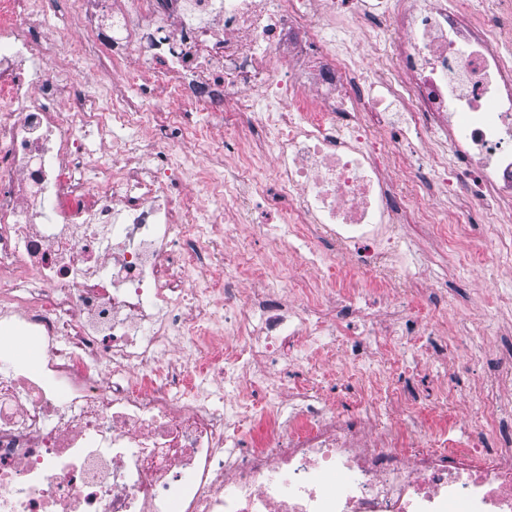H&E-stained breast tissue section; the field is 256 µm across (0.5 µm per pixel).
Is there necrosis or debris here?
<instances>
[{
  "mask_svg": "<svg viewBox=\"0 0 512 512\" xmlns=\"http://www.w3.org/2000/svg\"><path fill=\"white\" fill-rule=\"evenodd\" d=\"M67 3L79 32L46 29L56 0H0V512H512V351L465 420L494 447H454L365 371L426 351L441 311L358 305L335 273L416 279L410 219L471 258L440 190L468 196L486 270L512 263V0ZM91 50L116 76L95 99ZM180 157L238 223L174 194ZM258 195L278 225L247 224ZM257 235L261 260L225 253ZM341 335L324 370L364 377L353 421L280 384Z\"/></svg>",
  "mask_w": 512,
  "mask_h": 512,
  "instance_id": "4bbe7bcc",
  "label": "necrosis or debris"
}]
</instances>
